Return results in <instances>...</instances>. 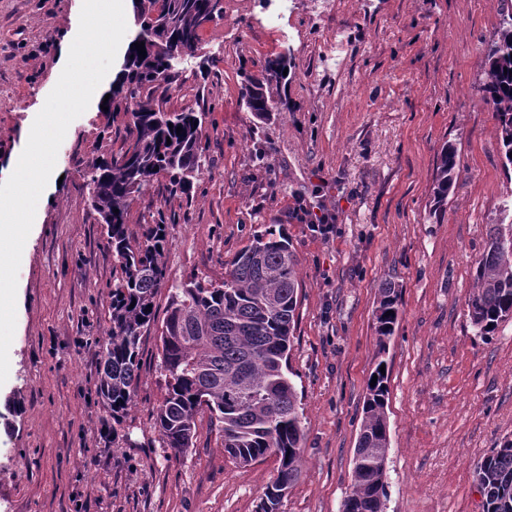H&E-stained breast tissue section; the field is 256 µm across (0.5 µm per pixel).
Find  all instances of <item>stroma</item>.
Wrapping results in <instances>:
<instances>
[{"mask_svg": "<svg viewBox=\"0 0 512 512\" xmlns=\"http://www.w3.org/2000/svg\"><path fill=\"white\" fill-rule=\"evenodd\" d=\"M81 0H0V168L20 157L55 87ZM198 57L172 84L168 111L204 109L206 162L190 196L166 178L135 196L141 238L157 210L168 225L169 285L213 283L253 236L283 230L302 282L289 365L302 391V473L283 512H342L350 492L368 378L389 368L384 512H483L474 469L512 440V318L477 334L468 317L490 225L512 222V175L500 130L475 92L497 0H290L267 25L266 0H222ZM292 56L272 85L278 111L257 123L243 72ZM130 133L98 102L69 126L21 259L10 376L19 405L0 427V512H256L277 474L269 456L243 466L207 417L194 448L161 447L155 410L166 394L161 343L144 337L126 439L106 440L95 393L110 292L122 271L89 206L84 171ZM460 170L440 217L430 215L442 146ZM328 215L329 236L311 231ZM400 285L398 324L377 351L376 300Z\"/></svg>", "mask_w": 512, "mask_h": 512, "instance_id": "35a3bbf8", "label": "stroma"}]
</instances>
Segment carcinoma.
Masks as SVG:
<instances>
[{"instance_id":"carcinoma-1","label":"carcinoma","mask_w":512,"mask_h":512,"mask_svg":"<svg viewBox=\"0 0 512 512\" xmlns=\"http://www.w3.org/2000/svg\"><path fill=\"white\" fill-rule=\"evenodd\" d=\"M137 31L124 68L110 89L112 116H129L130 134L107 158L92 160L84 186L89 204L104 224L112 256L122 276L112 283L110 327L99 350L96 393L112 417V438L132 407L139 381L140 349L155 323V297L165 284L167 218L132 240L128 227L135 195L160 175L170 192L189 194L202 173L206 113L169 112L164 95L180 67L196 58L204 23L223 14L222 0H134ZM144 43L146 57L135 43ZM485 79L477 86L501 133L503 167L512 169V13L503 16L487 43ZM291 59L268 62L258 74L244 75L242 99L262 122L278 111L270 93L286 79ZM181 132H176V127ZM459 154L443 145L433 186L432 214H440L454 188ZM119 213H114V210ZM301 282L288 237L273 229L256 235L228 263L224 281L215 285L192 277L170 287L162 324L161 367L166 395L156 410L159 443L181 453L195 447L197 418L207 413L222 437L224 452L248 465L277 449L274 483L292 488L301 475L305 439L297 390L289 377L290 337L299 309ZM398 285L378 288L375 308L378 354L398 319ZM468 316L481 336L512 317V224H492L487 246L474 273ZM376 364L375 385L367 386L351 472V492L343 512H383L387 498L385 452L388 448V375ZM484 512H512V441H506L474 471Z\"/></svg>"}]
</instances>
